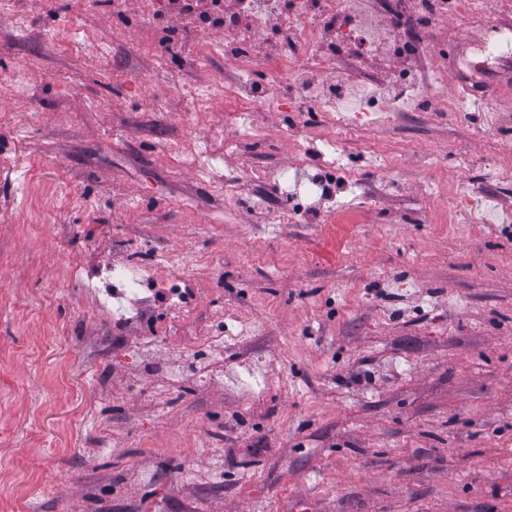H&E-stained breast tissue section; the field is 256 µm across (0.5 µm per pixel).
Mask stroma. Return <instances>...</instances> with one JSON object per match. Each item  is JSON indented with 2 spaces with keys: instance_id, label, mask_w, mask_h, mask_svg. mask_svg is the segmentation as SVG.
I'll return each mask as SVG.
<instances>
[{
  "instance_id": "obj_1",
  "label": "stroma",
  "mask_w": 512,
  "mask_h": 512,
  "mask_svg": "<svg viewBox=\"0 0 512 512\" xmlns=\"http://www.w3.org/2000/svg\"><path fill=\"white\" fill-rule=\"evenodd\" d=\"M166 17L167 47L142 0H0V512H512V132L479 126L512 53L450 113L484 34L437 29L421 111L351 133L329 95L237 115L224 85L277 55ZM321 44L327 84L425 69ZM326 136L341 177L291 208ZM128 262L192 306L117 332L68 271Z\"/></svg>"
}]
</instances>
